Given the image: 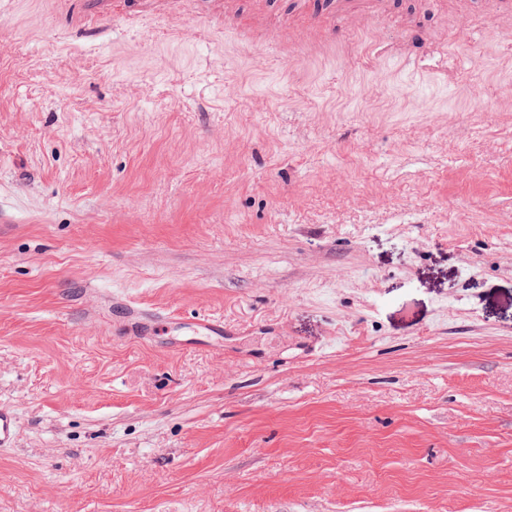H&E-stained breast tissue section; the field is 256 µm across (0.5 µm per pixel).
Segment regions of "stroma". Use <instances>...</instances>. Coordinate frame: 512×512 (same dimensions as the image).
Segmentation results:
<instances>
[{
	"label": "stroma",
	"mask_w": 512,
	"mask_h": 512,
	"mask_svg": "<svg viewBox=\"0 0 512 512\" xmlns=\"http://www.w3.org/2000/svg\"><path fill=\"white\" fill-rule=\"evenodd\" d=\"M336 4L0 0V512L512 506L503 4ZM74 8L71 20H78L88 13L99 18H117L125 20L130 17L138 18L144 15H153L157 18H170L181 15H192L205 23L213 21L215 15L224 9L223 0H73ZM209 4L205 9L200 7L192 13L187 12L189 5Z\"/></svg>",
	"instance_id": "1"
}]
</instances>
